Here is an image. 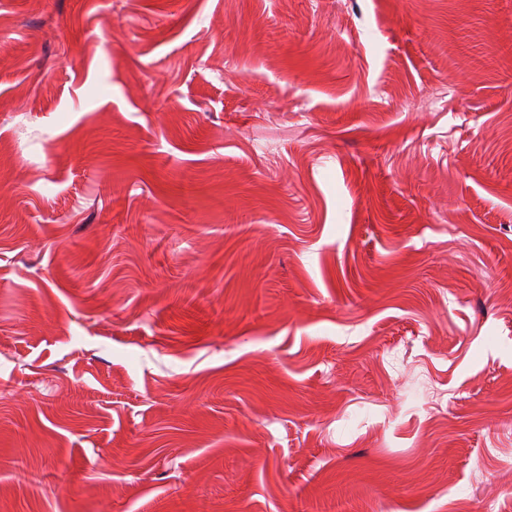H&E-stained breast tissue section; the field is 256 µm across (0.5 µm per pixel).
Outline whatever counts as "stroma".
Wrapping results in <instances>:
<instances>
[{"instance_id":"35a3bbf8","label":"stroma","mask_w":512,"mask_h":512,"mask_svg":"<svg viewBox=\"0 0 512 512\" xmlns=\"http://www.w3.org/2000/svg\"><path fill=\"white\" fill-rule=\"evenodd\" d=\"M0 512H512V0H0Z\"/></svg>"}]
</instances>
